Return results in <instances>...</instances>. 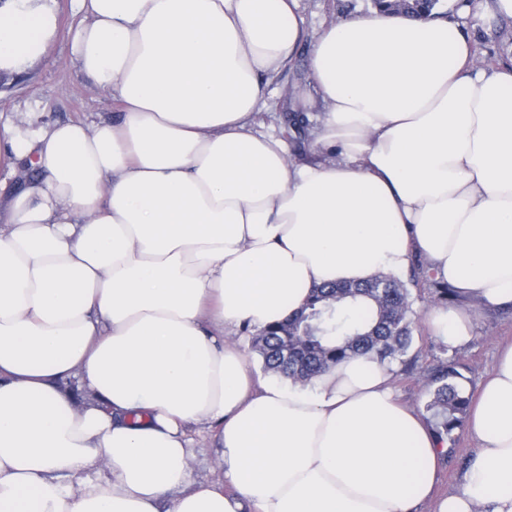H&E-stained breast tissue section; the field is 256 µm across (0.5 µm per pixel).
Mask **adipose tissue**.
Masks as SVG:
<instances>
[{
  "label": "adipose tissue",
  "mask_w": 512,
  "mask_h": 512,
  "mask_svg": "<svg viewBox=\"0 0 512 512\" xmlns=\"http://www.w3.org/2000/svg\"><path fill=\"white\" fill-rule=\"evenodd\" d=\"M73 2L72 59L119 113L0 129L41 173L0 226V512H512V344L439 497L448 446L392 366L263 381L226 334L417 255L479 308L512 306V67L478 64L446 19L331 20L314 96L292 95L323 105L299 166L255 124L305 38L300 0ZM57 28L49 0H0V72ZM472 319L428 315L453 347ZM194 426L215 479L193 476Z\"/></svg>",
  "instance_id": "obj_1"
}]
</instances>
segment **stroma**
I'll return each mask as SVG.
<instances>
[{"label": "stroma", "mask_w": 512, "mask_h": 512, "mask_svg": "<svg viewBox=\"0 0 512 512\" xmlns=\"http://www.w3.org/2000/svg\"><path fill=\"white\" fill-rule=\"evenodd\" d=\"M58 15V31L48 43L42 58L22 71L0 77V124L16 118L20 110L30 103L40 105L37 115L41 122L68 120L92 121L111 116L116 103L111 94L95 90L90 79L72 62L71 42L79 17L72 0H54ZM303 16L309 34H316L321 26L337 17L359 16L372 9L371 0H302ZM449 16L467 34L475 56L486 66L512 64V19L490 14L485 0H465L456 5L450 0ZM302 94L311 93L306 54H299L266 87V105L258 120L264 131L283 139L293 160L304 161L302 135L291 128L292 111L287 90ZM416 312V329L411 355L416 356L415 366L399 373L395 386L402 401L417 411H424L427 396L422 386L424 370L442 357L444 341L435 336L426 324L428 311L436 301L431 288L412 291ZM470 342L455 355L463 366L464 385L469 393H477L483 377L492 369L499 345L512 339V309L484 313L470 329ZM476 445L468 430H460L454 445L449 446L442 461L438 494L445 495L459 489L464 470L475 453Z\"/></svg>", "instance_id": "1"}]
</instances>
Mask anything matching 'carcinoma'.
<instances>
[{
    "label": "carcinoma",
    "instance_id": "carcinoma-1",
    "mask_svg": "<svg viewBox=\"0 0 512 512\" xmlns=\"http://www.w3.org/2000/svg\"><path fill=\"white\" fill-rule=\"evenodd\" d=\"M422 279L431 282L441 300L456 298L454 288L432 278L428 263L417 258L408 283L385 276L312 289L292 317L251 336L252 347L266 372L300 383L357 354L405 366L415 325L409 284ZM463 379L454 356L440 359L427 374L426 408L440 418L435 433L441 441L454 440L466 419L470 395Z\"/></svg>",
    "mask_w": 512,
    "mask_h": 512
}]
</instances>
